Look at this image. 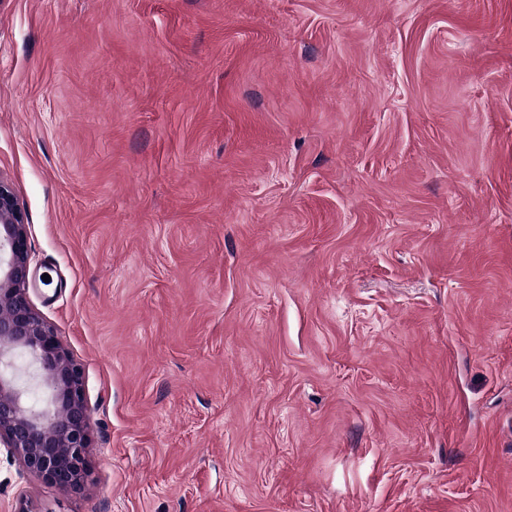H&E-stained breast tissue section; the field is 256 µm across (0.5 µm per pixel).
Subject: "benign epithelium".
<instances>
[{"instance_id": "benign-epithelium-1", "label": "benign epithelium", "mask_w": 512, "mask_h": 512, "mask_svg": "<svg viewBox=\"0 0 512 512\" xmlns=\"http://www.w3.org/2000/svg\"><path fill=\"white\" fill-rule=\"evenodd\" d=\"M27 219L0 176V447L63 490H79L88 471L90 412L83 373L56 331L34 310ZM31 355L46 393L34 409L14 372V357Z\"/></svg>"}]
</instances>
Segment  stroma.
I'll list each match as a JSON object with an SVG mask.
<instances>
[{
	"instance_id": "35a3bbf8",
	"label": "stroma",
	"mask_w": 512,
	"mask_h": 512,
	"mask_svg": "<svg viewBox=\"0 0 512 512\" xmlns=\"http://www.w3.org/2000/svg\"><path fill=\"white\" fill-rule=\"evenodd\" d=\"M0 175L91 412L0 512H512V0H0Z\"/></svg>"
}]
</instances>
